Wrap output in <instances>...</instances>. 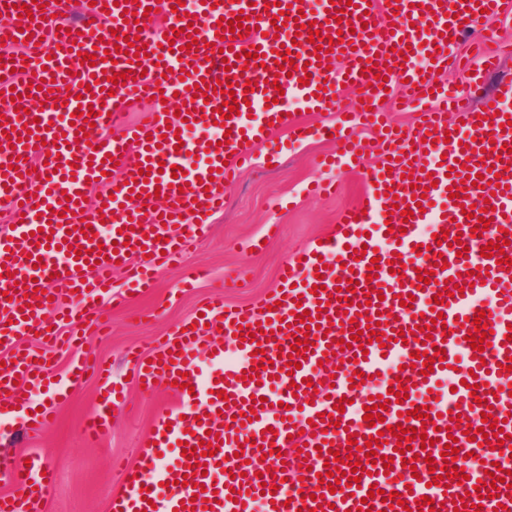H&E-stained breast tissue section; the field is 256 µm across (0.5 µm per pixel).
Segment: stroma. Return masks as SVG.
<instances>
[{"label": "stroma", "mask_w": 512, "mask_h": 512, "mask_svg": "<svg viewBox=\"0 0 512 512\" xmlns=\"http://www.w3.org/2000/svg\"><path fill=\"white\" fill-rule=\"evenodd\" d=\"M490 28L501 49L496 72L480 75L451 68L438 77L477 106L490 98L499 80L512 78V0L502 6ZM335 147V142L319 136L292 144L287 133L279 132L255 148L253 163L225 187L223 211L210 218L207 232L185 254L187 266L207 270L206 280L186 286L178 271H163L152 294L132 296L121 309H106L103 329H90L69 345H47L38 337L18 335L19 346L47 359L55 378H64L77 355L87 353L110 366L120 391L110 432L94 445L85 442L81 423L98 406L102 390L95 378L71 385L56 407L54 421L38 435L27 433L25 414L6 415L0 449L21 459L41 457L55 472L38 512H112V496L118 489L114 464H135L137 448L149 442L160 414L174 402L165 388L146 394L130 380L125 350L151 352L155 337L192 317L206 300L221 298L234 306L275 294L281 264L324 235L338 213L357 202L365 172L382 159L374 152L353 170L319 168V159ZM320 180L336 181L335 194H309V187ZM257 238L264 241L262 249L244 253L242 244Z\"/></svg>", "instance_id": "35a3bbf8"}]
</instances>
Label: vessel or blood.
I'll use <instances>...</instances> for the list:
<instances>
[{
    "label": "vessel or blood",
    "instance_id": "vessel-or-blood-1",
    "mask_svg": "<svg viewBox=\"0 0 512 512\" xmlns=\"http://www.w3.org/2000/svg\"><path fill=\"white\" fill-rule=\"evenodd\" d=\"M455 10L438 0H194L189 17H178L176 0H96L86 8L80 23L68 14L70 0H5L0 14V41L24 42L23 53L0 54V199L12 212V227L0 233V346L11 353L8 367L0 369V396L15 407L26 408L29 394L52 393L56 387L46 364L34 362L30 350L18 347L20 334L55 338V326L72 322L88 326L99 323L105 305L121 302L110 280L116 265L130 267L131 291L144 294L155 285L157 271L181 262L191 241L207 229L210 216L219 211L224 186L251 162L257 142L287 131L294 142L308 140L307 124L285 114L278 92L303 98L315 111L331 109L343 86L362 87V101L346 111L336 125L318 128V135L337 134L339 153L331 167L352 165L356 153L368 147L358 138L364 125H378L380 100L386 92L370 83L363 73L372 67L389 84H403L402 108L422 102L431 94L432 105L424 110L417 135L386 134L392 167L377 166L367 175L368 184L357 204L343 211L330 231L329 240L311 243L292 254L280 270L283 299L272 310L249 304L227 307L205 305L190 329L174 327L158 341L155 357L132 351L128 358L143 379L146 390L171 386L174 405L162 416L153 442L137 450L136 464L126 467L120 478L122 492L113 496V506L149 499L146 512H422L424 498L434 501L435 512H503L512 510V488L504 483L485 485V466L503 462L512 452V371L503 363L512 357V270L496 258L482 256L487 243H503L512 232V80L501 83L494 104L474 109L462 98L436 91L437 72L446 67L467 70L472 66L496 67L494 55L479 51L458 54L462 36L486 43L482 16H497L501 0H455ZM28 5L30 17L19 16V5ZM158 8L163 25L146 15ZM247 15L250 30L243 37L221 40L219 19ZM158 15V16H159ZM315 22L318 37L296 25L298 17ZM197 32L196 49H189L184 27ZM172 35L173 49L163 48L165 35ZM50 36L52 54L43 53L38 42ZM342 43H334V36ZM139 37L146 57L132 65L127 54L128 38ZM285 48L295 69L292 75L279 71L278 48ZM94 54V64L80 55ZM256 54L258 64L245 63L244 53ZM426 67H417L418 57ZM192 64L184 74V64ZM24 69L32 83L15 82L11 69ZM123 83H116V76ZM277 87H269V80ZM229 83L236 98L237 113L224 119L220 108L225 99L218 82ZM163 96L177 101L185 118L156 107L143 122L124 125L127 104ZM43 102V109L27 114L30 100ZM258 110L247 119L248 110ZM459 112L461 122L448 123L445 114ZM93 114L95 125L85 128L84 117ZM121 128L116 139H103L110 128ZM182 151H175V144ZM182 175H173V167ZM147 179H140L141 170ZM482 174L486 187L468 186L456 198L448 191L459 188L467 173ZM116 183L108 201H84L96 184ZM425 196V212L403 217L400 210L413 196ZM495 211L487 230H476L483 203ZM92 227L91 235L78 229ZM445 229L460 237L466 253L437 243L434 231ZM400 260L402 273H391L392 260ZM378 261L375 279H367L371 261ZM445 269H438V261ZM431 271L429 282L417 279L418 270ZM353 279L355 293L348 301H330L337 282ZM463 287V294L442 296L446 280ZM323 290L314 291L315 282ZM46 298H38L37 289ZM70 305H63V295ZM413 295L412 306H401L400 295ZM442 303H435V296ZM319 311L316 328H306L294 310ZM488 315V341L476 351L466 334L474 330L478 311ZM441 322H434V314ZM380 318L386 346L369 344L341 348L346 329H365L370 318ZM432 321L430 344L419 342V328ZM270 338L261 342L259 332ZM223 334L232 344L224 350L209 344L210 336ZM309 337L307 350L292 353L295 339ZM208 346L213 361L221 365L217 377L206 378L196 368L194 353ZM264 357H256V349ZM441 349L445 358L435 361L429 374L414 368L413 351ZM300 362L291 371L287 359ZM267 367H260V360ZM329 360L334 377H327L319 360ZM259 368L257 380L243 379L244 371ZM105 366L89 356L78 358L67 376L81 381L87 374L103 376ZM368 374L365 383H353L355 372ZM186 373L187 388H177L179 373ZM476 386H463L465 378ZM309 380L313 388L296 393L294 385ZM406 384L408 399L388 404L382 422L364 421L370 397L387 395L389 389ZM225 398H218V391ZM347 398L344 412L333 409ZM429 406L433 421L422 424L411 411ZM490 408L495 428L503 430L502 449H492L486 438L468 440L467 428L482 427L481 412ZM459 410L460 421L449 413ZM255 413L249 423L241 414ZM424 428L433 443L422 446L413 438L408 452L389 442L378 453L393 460L371 463L364 450H349V436L376 435L387 426ZM109 429L106 408L90 413L83 434L91 441ZM215 433L210 441L216 453L203 457L194 447ZM457 437L460 460L443 452L450 437ZM272 442L274 450L262 454L256 442ZM192 445L187 455L172 463L163 453L179 442ZM351 451L366 473L360 482L337 485L328 491L318 481L319 473L331 469L345 472L335 452ZM414 460V468L404 460ZM202 464L205 474L193 484L181 479L191 465ZM458 465L467 479H449L439 484L435 469ZM0 477L16 489L0 496V512H26L32 489L47 491L54 482L40 459L24 463L0 454ZM377 496H370L371 488ZM215 492V499H197L199 489ZM399 493L402 501L386 506L381 495Z\"/></svg>",
    "mask_w": 512,
    "mask_h": 512
}]
</instances>
